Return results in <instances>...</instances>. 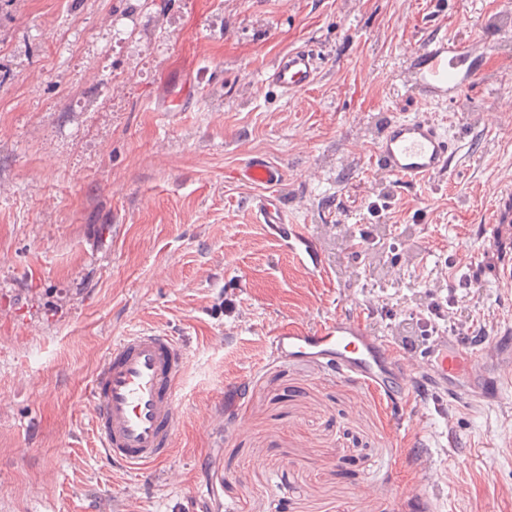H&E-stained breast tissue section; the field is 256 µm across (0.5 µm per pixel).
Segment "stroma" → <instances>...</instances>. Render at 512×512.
I'll return each instance as SVG.
<instances>
[{"instance_id": "obj_1", "label": "stroma", "mask_w": 512, "mask_h": 512, "mask_svg": "<svg viewBox=\"0 0 512 512\" xmlns=\"http://www.w3.org/2000/svg\"><path fill=\"white\" fill-rule=\"evenodd\" d=\"M512 0H0V512H512V412L456 407L417 445L381 394L266 338L360 309L417 367V320H512L477 228L512 188ZM473 43L464 102L409 80L435 39ZM310 42L305 91L265 81ZM425 115L449 172L412 186L371 140ZM262 157L277 189L243 181ZM318 246L306 270L258 197ZM179 337L188 367L168 461L150 475L92 445L84 390L113 340Z\"/></svg>"}]
</instances>
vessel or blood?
<instances>
[{
  "instance_id": "1",
  "label": "vessel or blood",
  "mask_w": 512,
  "mask_h": 512,
  "mask_svg": "<svg viewBox=\"0 0 512 512\" xmlns=\"http://www.w3.org/2000/svg\"><path fill=\"white\" fill-rule=\"evenodd\" d=\"M472 46L461 41L434 40L418 53L415 82L428 97L457 99L477 71L470 64ZM322 69L319 54L306 46L281 54L268 73L269 84L284 94L310 87ZM373 160L388 174L416 184L450 170L456 157L452 139L434 119L422 116L388 122L372 142ZM244 180L275 186L282 169L255 158L241 171ZM495 223L479 227V237L496 258L494 285L512 297V191L497 196ZM257 211L276 235L298 246L300 263L316 271L322 256L298 225L289 223L278 195L259 197ZM271 356L285 362L310 359L337 376L383 393L397 410L411 401L417 383L443 396L437 404L446 415V400L467 404L480 399L501 403L512 387V325H496L484 343L474 345L455 336H435L423 349L418 373H411L388 337L377 335L357 313L332 314L321 323H282L267 339ZM187 359L176 337L140 330L114 340L86 389L92 406L91 429L98 453L115 468L152 472L173 451L182 411L178 390ZM466 371L470 383L454 382Z\"/></svg>"
}]
</instances>
